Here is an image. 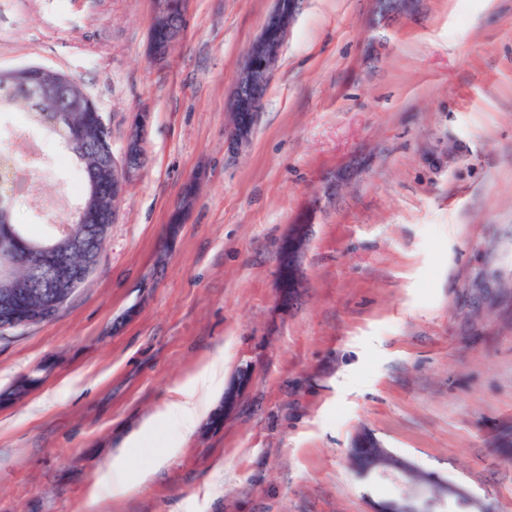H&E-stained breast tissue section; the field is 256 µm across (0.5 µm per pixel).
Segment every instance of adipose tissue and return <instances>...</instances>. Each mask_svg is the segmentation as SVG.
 Listing matches in <instances>:
<instances>
[{"instance_id": "1", "label": "adipose tissue", "mask_w": 512, "mask_h": 512, "mask_svg": "<svg viewBox=\"0 0 512 512\" xmlns=\"http://www.w3.org/2000/svg\"><path fill=\"white\" fill-rule=\"evenodd\" d=\"M224 384V364L210 363L189 385L173 390L170 400L160 412V419L172 422L180 432L182 440H189L195 433L210 399Z\"/></svg>"}]
</instances>
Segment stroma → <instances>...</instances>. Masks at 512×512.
Masks as SVG:
<instances>
[{
	"label": "stroma",
	"mask_w": 512,
	"mask_h": 512,
	"mask_svg": "<svg viewBox=\"0 0 512 512\" xmlns=\"http://www.w3.org/2000/svg\"><path fill=\"white\" fill-rule=\"evenodd\" d=\"M272 0H187L165 62L153 0H0V67L81 81L145 164L95 271L50 321L0 332V512H372L367 429L417 468L512 512V0H303L247 149L224 139ZM41 197L75 199L55 141ZM335 191H326L327 183ZM308 218L303 285L277 249ZM250 381L193 439L156 422L126 495L88 497L123 438L206 364ZM247 383L248 374L244 371L238 375L237 379L224 393V409H220V411L215 415V418L212 421L214 425H218L223 420V417H227L235 412L243 399ZM350 456L351 460H363L364 454L362 450L371 448L374 452L380 453L382 451H389L385 448L383 443L370 431H359L353 438L351 443Z\"/></svg>",
	"instance_id": "35a3bbf8"
}]
</instances>
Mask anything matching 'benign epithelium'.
Masks as SVG:
<instances>
[{
  "label": "benign epithelium",
  "mask_w": 512,
  "mask_h": 512,
  "mask_svg": "<svg viewBox=\"0 0 512 512\" xmlns=\"http://www.w3.org/2000/svg\"><path fill=\"white\" fill-rule=\"evenodd\" d=\"M379 12L387 17L400 15L409 9L411 0H375ZM302 0H273V7L267 15L259 34L250 42L232 90L228 106V120L224 127V137L230 147L239 151L247 147L252 138L255 120L262 108L264 96L278 68L282 48L289 36L291 25L296 18ZM185 3L173 0H154L155 30L166 35L164 42H149L150 58L154 62L162 61L169 48L180 38L183 29ZM147 124V114L137 113L133 116L126 139V146L121 159L112 154V146H104L103 154L112 159V213H117L125 187L141 170L144 163L142 149V133ZM33 154L29 153L9 169H0V187L7 185L12 188L8 195L15 194V179L21 167H36L31 162ZM67 223L57 227L58 234L71 241V252L79 253L84 261L78 265L66 256L55 258L50 264L18 261L7 253H0V283H12L9 294L0 298L3 305L26 302L29 298V286L45 278L50 279L49 287L54 289L57 299L69 298L72 288L77 285L83 275L96 266L98 254L94 251L96 239H75L71 225L88 223V216L83 205L65 204ZM307 242V225L293 224L281 242L280 257L289 256L295 270H300ZM23 269L30 273L27 282L17 281V270ZM248 374L243 372L224 393V409L219 411L213 424H219L223 418L233 414L241 403ZM370 448L380 453L385 450L383 443L370 431L358 432L351 443V459L360 461L362 450ZM438 486L441 493L431 494V488ZM450 498L467 499L460 487L439 479L430 473H422L419 479L405 486L404 507L389 502L378 506L374 512H434V508L444 505Z\"/></svg>",
  "instance_id": "7a95c632"
}]
</instances>
